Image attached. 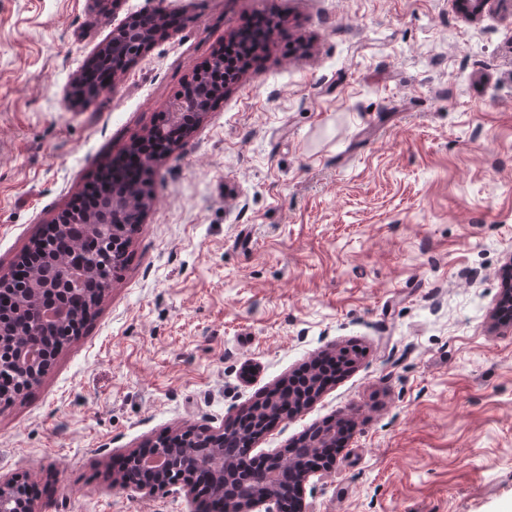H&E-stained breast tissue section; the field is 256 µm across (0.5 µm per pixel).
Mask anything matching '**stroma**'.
Listing matches in <instances>:
<instances>
[{
    "label": "stroma",
    "instance_id": "stroma-1",
    "mask_svg": "<svg viewBox=\"0 0 512 512\" xmlns=\"http://www.w3.org/2000/svg\"><path fill=\"white\" fill-rule=\"evenodd\" d=\"M160 9L165 34L76 98L113 30ZM259 15L262 58L153 162L127 267L0 405V475L40 512H200L113 465L353 346L252 444L349 419L301 512H512V0H0V274Z\"/></svg>",
    "mask_w": 512,
    "mask_h": 512
}]
</instances>
